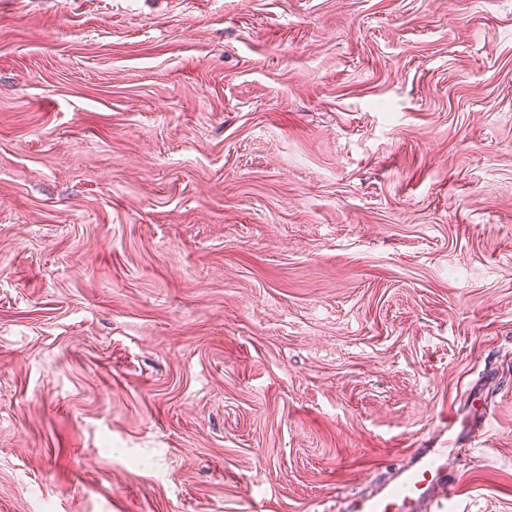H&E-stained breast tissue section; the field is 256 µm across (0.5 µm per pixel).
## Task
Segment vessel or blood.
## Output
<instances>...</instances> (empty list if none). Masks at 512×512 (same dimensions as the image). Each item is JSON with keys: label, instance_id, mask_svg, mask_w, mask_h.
Here are the masks:
<instances>
[{"label": "vessel or blood", "instance_id": "obj_1", "mask_svg": "<svg viewBox=\"0 0 512 512\" xmlns=\"http://www.w3.org/2000/svg\"><path fill=\"white\" fill-rule=\"evenodd\" d=\"M447 482V449L419 448L393 487L358 497L351 512H434L439 502L433 492Z\"/></svg>", "mask_w": 512, "mask_h": 512}]
</instances>
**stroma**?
I'll use <instances>...</instances> for the list:
<instances>
[{
    "instance_id": "obj_1",
    "label": "stroma",
    "mask_w": 512,
    "mask_h": 512,
    "mask_svg": "<svg viewBox=\"0 0 512 512\" xmlns=\"http://www.w3.org/2000/svg\"><path fill=\"white\" fill-rule=\"evenodd\" d=\"M452 415L512 512V0H0V512H341Z\"/></svg>"
}]
</instances>
